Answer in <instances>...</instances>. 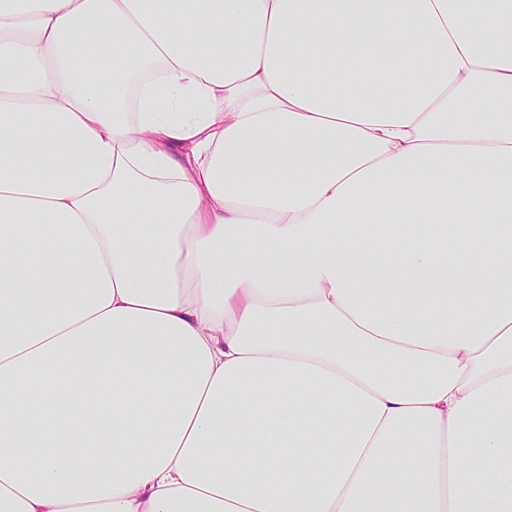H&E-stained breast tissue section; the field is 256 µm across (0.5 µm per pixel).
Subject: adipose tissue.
<instances>
[{"mask_svg": "<svg viewBox=\"0 0 512 512\" xmlns=\"http://www.w3.org/2000/svg\"><path fill=\"white\" fill-rule=\"evenodd\" d=\"M0 512H512V0H0Z\"/></svg>", "mask_w": 512, "mask_h": 512, "instance_id": "adipose-tissue-1", "label": "adipose tissue"}]
</instances>
